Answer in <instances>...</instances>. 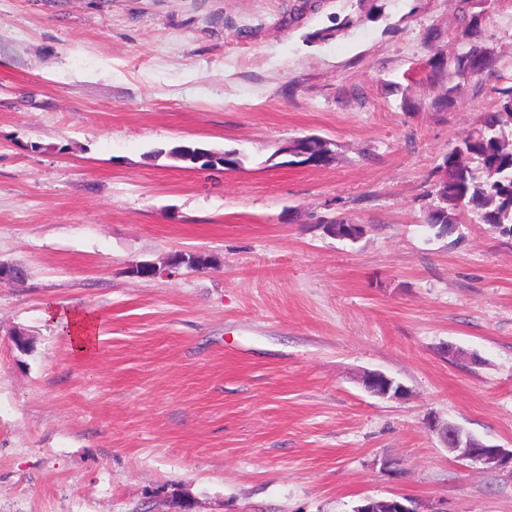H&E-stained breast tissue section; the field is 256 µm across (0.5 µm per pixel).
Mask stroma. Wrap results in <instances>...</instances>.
I'll list each match as a JSON object with an SVG mask.
<instances>
[{"label": "stroma", "mask_w": 512, "mask_h": 512, "mask_svg": "<svg viewBox=\"0 0 512 512\" xmlns=\"http://www.w3.org/2000/svg\"><path fill=\"white\" fill-rule=\"evenodd\" d=\"M469 10L473 41L458 0H0V263L27 271L0 281V512H512V470L428 427L512 448V235L425 224L512 86V0ZM475 45L492 73L457 71ZM311 135L332 162L290 164ZM185 142L241 164L185 168ZM179 251L209 264L129 271ZM54 308L97 315L95 354ZM362 383L369 394L380 398H387L391 393L395 396L402 391L401 386H394V381L383 372L366 374ZM439 434L448 449L457 457L469 461L472 465H482L488 468H498L503 463L512 465V449L493 447L484 443L473 444L462 438L461 428L453 423L443 424ZM480 447V448H477ZM416 501L409 497L400 499L367 498L362 505L354 508L353 512H447L443 503H439L435 507H425L420 500L416 499Z\"/></svg>", "instance_id": "obj_1"}]
</instances>
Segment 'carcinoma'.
Instances as JSON below:
<instances>
[{"mask_svg":"<svg viewBox=\"0 0 512 512\" xmlns=\"http://www.w3.org/2000/svg\"><path fill=\"white\" fill-rule=\"evenodd\" d=\"M494 64L489 50L475 46L457 60V70L481 75L492 72ZM497 93L499 108L481 113L475 129L445 153L437 166L440 176L434 185L435 204L426 223L438 225L441 233L457 223L458 211L467 209L480 214L483 223L512 234V139L505 134V127L512 124V86ZM300 150L310 154L319 166L333 159L332 148L316 139L302 142ZM473 160L482 166V181L471 173Z\"/></svg>","mask_w":512,"mask_h":512,"instance_id":"carcinoma-1","label":"carcinoma"}]
</instances>
